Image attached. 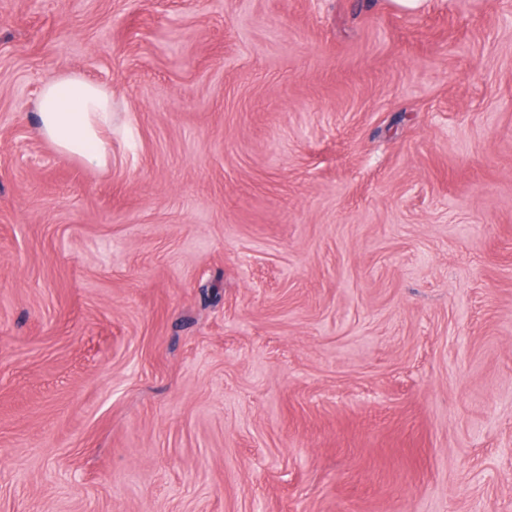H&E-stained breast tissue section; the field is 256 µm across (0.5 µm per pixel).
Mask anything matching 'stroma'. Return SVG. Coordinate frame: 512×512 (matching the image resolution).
I'll list each match as a JSON object with an SVG mask.
<instances>
[{
    "mask_svg": "<svg viewBox=\"0 0 512 512\" xmlns=\"http://www.w3.org/2000/svg\"><path fill=\"white\" fill-rule=\"evenodd\" d=\"M0 512H512V0H0ZM37 133L62 154L98 169L112 166V92L74 73L59 74L37 103Z\"/></svg>",
    "mask_w": 512,
    "mask_h": 512,
    "instance_id": "obj_1",
    "label": "stroma"
}]
</instances>
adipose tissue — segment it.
<instances>
[{"instance_id":"ef3b65f1","label":"adipose tissue","mask_w":512,"mask_h":512,"mask_svg":"<svg viewBox=\"0 0 512 512\" xmlns=\"http://www.w3.org/2000/svg\"><path fill=\"white\" fill-rule=\"evenodd\" d=\"M37 133L62 154L102 170L112 165V93L74 73L51 78L37 103Z\"/></svg>"}]
</instances>
